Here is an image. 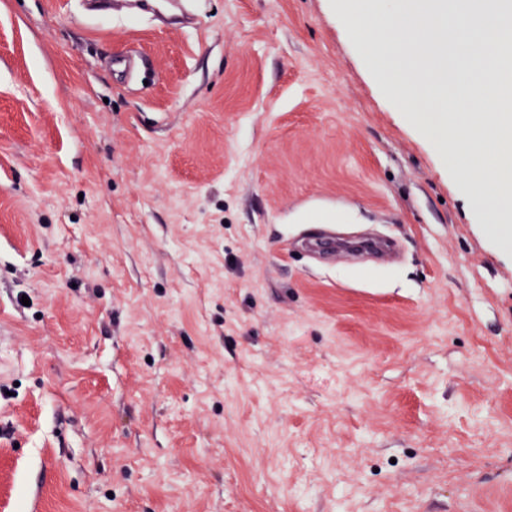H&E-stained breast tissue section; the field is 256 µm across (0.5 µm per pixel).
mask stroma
Masks as SVG:
<instances>
[{"label": "stroma", "mask_w": 512, "mask_h": 512, "mask_svg": "<svg viewBox=\"0 0 512 512\" xmlns=\"http://www.w3.org/2000/svg\"><path fill=\"white\" fill-rule=\"evenodd\" d=\"M150 2L0 0V512H512V231L330 0Z\"/></svg>", "instance_id": "1"}]
</instances>
